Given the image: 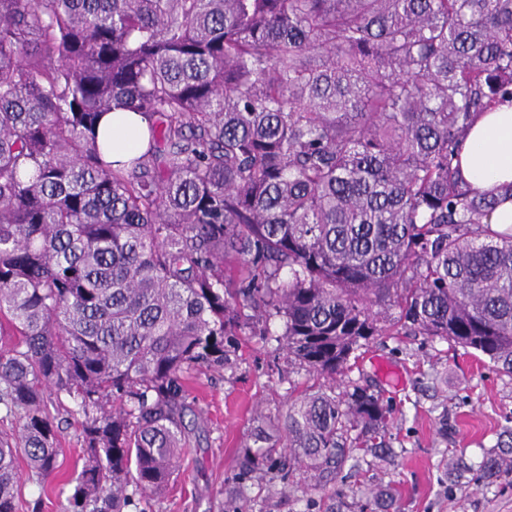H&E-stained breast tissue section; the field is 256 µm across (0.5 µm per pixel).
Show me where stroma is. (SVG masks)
<instances>
[{
  "label": "stroma",
  "instance_id": "obj_1",
  "mask_svg": "<svg viewBox=\"0 0 512 512\" xmlns=\"http://www.w3.org/2000/svg\"><path fill=\"white\" fill-rule=\"evenodd\" d=\"M381 391L394 414L389 425L396 455H359L342 484L368 512H512V477L472 484L456 460L477 465L512 433V374L464 354L443 340L377 337L349 374ZM314 380L276 342L245 336L224 368L193 373L189 382L205 427L191 437L166 489L139 497L129 512H325L330 490H307L299 474L294 495L265 476L239 486L243 451L258 425L288 413L294 390ZM55 471L24 481L19 512H59V490L82 453L77 425L64 426ZM470 481L461 493V481Z\"/></svg>",
  "mask_w": 512,
  "mask_h": 512
}]
</instances>
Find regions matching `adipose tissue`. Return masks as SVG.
<instances>
[{
    "label": "adipose tissue",
    "mask_w": 512,
    "mask_h": 512,
    "mask_svg": "<svg viewBox=\"0 0 512 512\" xmlns=\"http://www.w3.org/2000/svg\"><path fill=\"white\" fill-rule=\"evenodd\" d=\"M459 164L461 175L475 191L499 197L490 224L512 225V198L503 195L505 188L512 186L511 99L475 117L465 136Z\"/></svg>",
    "instance_id": "obj_1"
}]
</instances>
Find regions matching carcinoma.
Here are the masks:
<instances>
[{
  "mask_svg": "<svg viewBox=\"0 0 512 512\" xmlns=\"http://www.w3.org/2000/svg\"><path fill=\"white\" fill-rule=\"evenodd\" d=\"M507 96L512 0H0V512L19 457L56 469L66 400L63 512L160 493L199 430L191 374L239 336L319 381L290 399L288 460L246 449L243 484L320 490L394 453L381 393L336 392L375 336L511 374L512 226L483 223L496 200L456 164ZM118 108L146 131L117 164L98 126ZM509 473L512 439L476 481Z\"/></svg>",
  "mask_w": 512,
  "mask_h": 512,
  "instance_id": "1",
  "label": "carcinoma"
}]
</instances>
